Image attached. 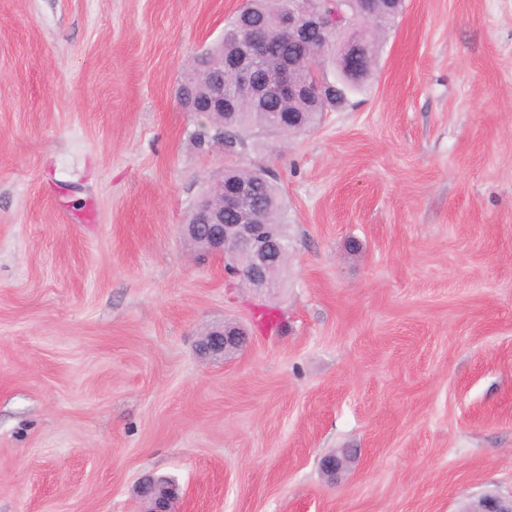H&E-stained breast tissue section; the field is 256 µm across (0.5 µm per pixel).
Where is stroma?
Masks as SVG:
<instances>
[{
  "instance_id": "obj_1",
  "label": "stroma",
  "mask_w": 512,
  "mask_h": 512,
  "mask_svg": "<svg viewBox=\"0 0 512 512\" xmlns=\"http://www.w3.org/2000/svg\"><path fill=\"white\" fill-rule=\"evenodd\" d=\"M243 2L0 0V512H138L148 473L189 512L512 495V0H405L345 106L228 154L177 89ZM228 167L276 175L275 288L180 234ZM246 345V333L239 325L226 322L207 329L200 337L197 350L204 358L228 360ZM352 454L348 448L337 450L321 462V470L329 479H335L336 475L351 461Z\"/></svg>"
}]
</instances>
